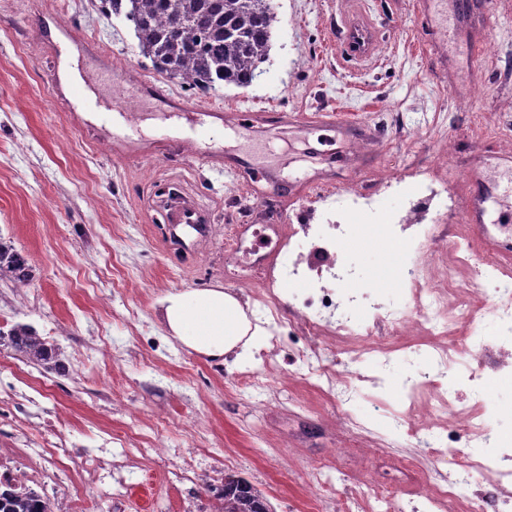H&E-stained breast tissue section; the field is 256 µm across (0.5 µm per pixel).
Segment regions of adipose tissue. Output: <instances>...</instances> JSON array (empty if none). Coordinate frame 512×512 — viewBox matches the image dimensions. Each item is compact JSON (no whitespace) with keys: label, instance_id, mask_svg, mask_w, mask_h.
Listing matches in <instances>:
<instances>
[{"label":"adipose tissue","instance_id":"ef3b65f1","mask_svg":"<svg viewBox=\"0 0 512 512\" xmlns=\"http://www.w3.org/2000/svg\"><path fill=\"white\" fill-rule=\"evenodd\" d=\"M163 324L173 338L199 354L219 358L246 334L239 301L218 288L169 292L157 301Z\"/></svg>","mask_w":512,"mask_h":512}]
</instances>
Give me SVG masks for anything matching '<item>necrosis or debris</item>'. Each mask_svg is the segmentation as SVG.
Instances as JSON below:
<instances>
[{
	"mask_svg": "<svg viewBox=\"0 0 512 512\" xmlns=\"http://www.w3.org/2000/svg\"><path fill=\"white\" fill-rule=\"evenodd\" d=\"M401 183L394 169H386L377 186L353 188L345 209L324 211L318 225H302L300 231L314 234L310 253L293 249L295 231L265 224L257 234L288 244V262L280 277L302 285L297 299L309 328L321 329L325 312L339 309L336 338L359 345L380 363L405 351L404 337L419 335L428 340L435 377L404 382V404L401 410L389 413V427L393 433L417 438L434 464L448 468L443 481H421L418 498L427 503L430 512H460L463 491L476 476L495 472L512 482V472L501 468L502 461L512 458V449L495 436L502 414L482 394L483 366L463 363L471 348L482 345L476 323L489 313L498 325L492 345L498 354L496 366L512 369V282L499 278L495 257L472 244L466 235H458L452 249L442 248L439 225H465L469 218L447 189L430 188L391 215L387 224L391 237L407 239L408 269L400 275L405 309L384 304L375 287H351V272L340 258V246L350 232V217L372 208L376 196ZM301 364L316 367V386L335 396L343 420L357 428L356 409L349 398L351 380L314 354L302 355ZM452 382L469 399L462 419L468 432L463 449L454 446L443 432L420 431L422 425H432L447 412ZM0 402L18 410L14 432L19 441L15 448L0 445V492L35 496L55 505L57 512H91L97 503L104 512H126V488L139 474L140 464L148 463L180 487L187 503L185 512H216L215 498L195 500L204 458L188 455L178 466H170L169 445L146 435L135 448H83L61 431L69 418L66 411L44 417L37 400L13 385L0 391ZM88 486L95 490V499L86 498Z\"/></svg>",
	"mask_w": 512,
	"mask_h": 512,
	"instance_id": "4bbe7bcc",
	"label": "necrosis or debris"
}]
</instances>
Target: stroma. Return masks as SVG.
Instances as JSON below:
<instances>
[{
  "label": "stroma",
  "instance_id": "35a3bbf8",
  "mask_svg": "<svg viewBox=\"0 0 512 512\" xmlns=\"http://www.w3.org/2000/svg\"><path fill=\"white\" fill-rule=\"evenodd\" d=\"M365 2L380 28L377 55L366 65L347 64L340 55L336 0H272L279 22L260 78L245 88L201 93L158 73L141 56L132 26L104 13L99 0H0V236L27 258L34 274L25 305L16 304L9 283L0 281V307L11 321L41 331L58 328L67 371L45 373L42 406L67 409L62 431L83 447L141 424L176 449L172 464L210 449V470L246 479L267 497L272 512H342L345 499L355 502V512H381L362 497L365 483H390L403 493L411 488L413 474L398 471L392 459L416 453L417 443L389 431L382 409L367 399L370 385L357 384L352 393L362 423L353 431L300 364L302 354L317 350L337 367L371 375L359 349L331 338L318 342L305 326L285 320L275 331L283 339L277 356L264 357L270 333L254 323L249 356L232 351L215 361L173 340L155 307L169 291L221 288L244 303L246 313L257 308L258 283L277 273L287 254L264 244L261 263L225 266L222 231L244 224L243 207L264 197L245 179L251 154L264 148H285L297 157L278 172L288 191L264 197L272 209L265 217L269 224L294 225L303 208L324 206L309 188L318 171L358 184L377 182L390 166L402 170L403 192L382 194L377 212L358 217L374 245H343L358 284H378L394 308L406 306L399 288L405 248L387 251L379 236L386 215L400 210L432 175L447 180L458 197L468 191L470 177L485 182L492 197L485 212L488 236L478 244L512 259V211L504 208L512 193V162L499 150L500 141L512 142V111L498 108L512 100V0H488L481 35L495 43L496 54L478 69L456 35L454 7L433 0L426 14L416 0ZM425 26L446 32L430 55L419 45ZM128 69L197 107L223 108L224 122L209 127L203 148L235 166V173L176 152L133 160L104 146L107 134L121 130L120 123L103 120L117 109L134 115L138 138L146 143L163 132L183 135L196 121L189 115L174 122L164 98L125 93L121 73ZM477 79L483 82L481 99L471 111L457 110L453 96L465 94ZM79 99L97 104L86 110L81 127L69 120ZM257 99L270 112H287V121L252 128L246 110ZM322 110L337 111L347 134L332 125H306L307 116ZM485 124L497 128V136L482 138L460 163L437 171L434 143L469 136ZM363 136L378 146L352 158L348 143ZM170 180L211 215L218 233L185 236L180 246L161 235L154 185ZM99 297L108 298L105 308H96ZM104 341L112 347L111 362L92 374L72 371L74 357ZM431 369L426 346L396 354L384 376V399L399 406L402 382ZM245 370L264 378V386L242 388L238 376ZM344 444L353 454L331 460L332 449ZM379 448L388 449L391 459L376 456ZM315 467L335 484L337 498L313 495L308 476ZM129 495L141 512L183 509L158 474Z\"/></svg>",
  "mask_w": 512,
  "mask_h": 512
}]
</instances>
